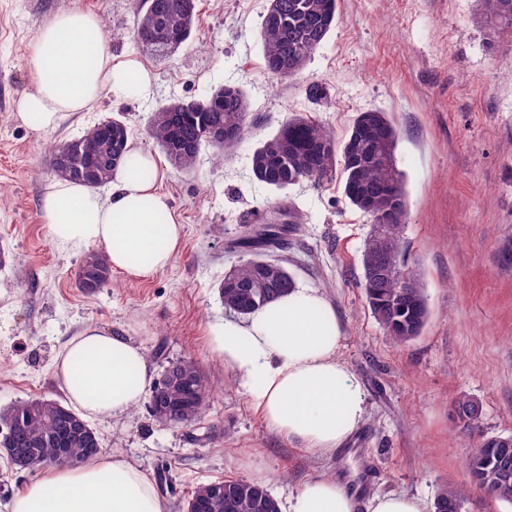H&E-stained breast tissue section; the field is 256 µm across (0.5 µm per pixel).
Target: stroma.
Returning a JSON list of instances; mask_svg holds the SVG:
<instances>
[{"instance_id":"stroma-1","label":"stroma","mask_w":512,"mask_h":512,"mask_svg":"<svg viewBox=\"0 0 512 512\" xmlns=\"http://www.w3.org/2000/svg\"><path fill=\"white\" fill-rule=\"evenodd\" d=\"M139 5L0 0V410L63 399L54 359L94 324L141 344L155 377L191 361L211 383L207 410L191 424L162 426L145 400L92 424L104 453L165 481L170 512L198 484L224 479L261 482L284 508L308 479L362 466L377 472L370 493L433 504L445 486L465 482L483 438L512 434V37L489 33L481 0H338L336 26L303 70L280 76L266 70L260 39L269 0H198L190 39L163 56L135 43ZM75 7L104 21L113 67L143 69L150 82L132 96L103 92L91 111L39 130L17 108L34 89L32 43ZM227 82L249 102L244 139L223 162L206 148L194 170L174 169L149 135L153 111ZM313 82L323 97L307 94ZM367 111L387 113L399 133L395 162L408 197L399 260L422 283L430 312L405 344L390 342L367 305L362 254L375 226L345 198L341 172L285 190L250 172L254 148L292 114L313 117L339 143ZM111 119L159 164L184 234L165 269L146 278L116 271L86 295L75 286L83 254L52 243L41 202L57 178L51 147ZM289 203L301 219L281 255L296 284L325 293L340 358L362 385L366 416L352 436L364 450L359 462L309 454L270 430L206 342L207 325L228 315L219 285L242 259L229 245ZM462 394L482 409L475 427L453 415Z\"/></svg>"}]
</instances>
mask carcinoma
Returning <instances> with one entry per match:
<instances>
[{
    "label": "carcinoma",
    "instance_id": "cac0c4a2",
    "mask_svg": "<svg viewBox=\"0 0 512 512\" xmlns=\"http://www.w3.org/2000/svg\"><path fill=\"white\" fill-rule=\"evenodd\" d=\"M278 21L264 18L261 40L266 69L290 76L301 71L314 51L336 26L337 0H273ZM486 28L494 35H512V0H482ZM197 0H145L137 14L135 33L139 43L157 51L177 49L189 38L196 18ZM205 108L193 102L174 101L158 108L153 115L150 135L170 164L181 171L196 167L205 140L204 130L215 128L228 137L210 142L215 158L238 146L247 131L248 102L242 89L226 83L203 100ZM296 133L285 141L276 133L254 149L250 158L252 177L277 190L306 180L326 177L335 164L342 166L343 193L350 204L383 225L366 241L363 250L364 290L371 313L394 343L409 342L422 333L429 317L427 298L419 280L399 265L400 232L407 216V197L402 173L394 152L398 131L385 112H361L355 118L341 148L317 120L293 115L286 120ZM128 131L123 122L112 120V128L97 135L85 134L51 152L50 163L65 180L96 188L111 181L116 168L129 158ZM390 192L398 205L382 215L370 211L364 198L378 205L386 203ZM286 224H263L235 243L237 252L253 257L235 266L236 287L220 286L226 306L235 305L251 313L295 286L286 260L270 256L280 248ZM388 253L393 270L383 279L372 271L380 257ZM112 268L105 252L92 250L81 261L77 286L85 294H95L111 278ZM414 284L413 296H401L403 282ZM195 383L202 389L194 401L185 400L189 380L185 376L163 375L159 380L160 401L154 418L162 423L188 425L204 413L210 385L201 370ZM459 421L466 425L479 421L475 401L459 396L453 405ZM0 446L14 448L25 459L68 464L84 462L98 454L99 438L85 422L67 413V407L53 399L18 401L0 411ZM469 486L490 499L512 505V447L500 453L490 439H484L466 465ZM468 499L464 488L450 486L434 502V512H463ZM203 500L207 512H280L278 500L258 481L217 480L197 485L182 506Z\"/></svg>",
    "mask_w": 512,
    "mask_h": 512
}]
</instances>
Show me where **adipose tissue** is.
I'll return each mask as SVG.
<instances>
[{"mask_svg":"<svg viewBox=\"0 0 512 512\" xmlns=\"http://www.w3.org/2000/svg\"><path fill=\"white\" fill-rule=\"evenodd\" d=\"M34 91L19 103L21 118L49 129L64 113L83 112L103 91L135 94L148 83L133 67L116 68L99 15L79 8L60 13L36 34L30 57ZM114 173L112 197L82 183L59 181L41 213L52 242L63 249L104 247L112 268L148 276L167 267L182 227L157 183V163L131 150ZM212 355L230 366L266 425L316 456L336 452L365 419L361 384L341 361V334L324 292L294 287L243 319L208 326ZM54 373L83 419L127 414L153 383L140 344L88 324L58 353ZM6 512H168L148 474L115 454L89 464L53 467L25 484ZM287 512H427L425 503L388 492L358 504L334 477L307 480Z\"/></svg>","mask_w":512,"mask_h":512,"instance_id":"obj_1","label":"adipose tissue"}]
</instances>
